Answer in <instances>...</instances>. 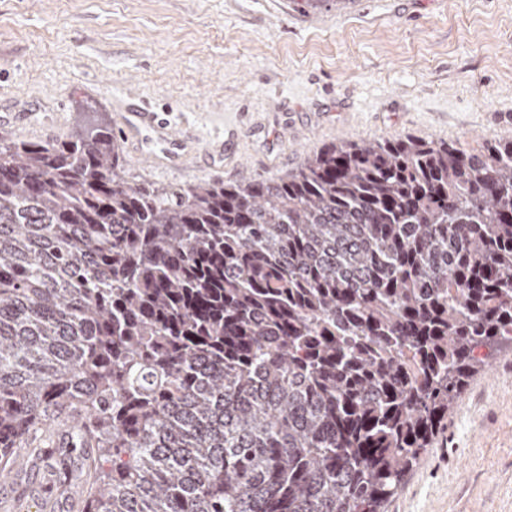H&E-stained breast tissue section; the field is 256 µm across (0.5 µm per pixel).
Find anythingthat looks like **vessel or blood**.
<instances>
[{"instance_id":"1","label":"vessel or blood","mask_w":512,"mask_h":512,"mask_svg":"<svg viewBox=\"0 0 512 512\" xmlns=\"http://www.w3.org/2000/svg\"><path fill=\"white\" fill-rule=\"evenodd\" d=\"M117 124L134 154H148L159 166L179 167L196 152L195 142L185 132L173 130L151 106L142 100L128 98L118 105ZM153 134L159 150L145 152L146 134Z\"/></svg>"}]
</instances>
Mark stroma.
<instances>
[{
    "instance_id": "1",
    "label": "stroma",
    "mask_w": 512,
    "mask_h": 512,
    "mask_svg": "<svg viewBox=\"0 0 512 512\" xmlns=\"http://www.w3.org/2000/svg\"><path fill=\"white\" fill-rule=\"evenodd\" d=\"M126 96L224 149L178 168L123 151L132 185L277 177L341 140L477 151L512 138V0H0L14 139H70ZM14 458L0 512H86L88 451L67 419ZM385 512H512V347L469 378Z\"/></svg>"
}]
</instances>
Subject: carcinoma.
<instances>
[{"instance_id":"carcinoma-1","label":"carcinoma","mask_w":512,"mask_h":512,"mask_svg":"<svg viewBox=\"0 0 512 512\" xmlns=\"http://www.w3.org/2000/svg\"><path fill=\"white\" fill-rule=\"evenodd\" d=\"M502 344L511 139L159 189L0 132V460L71 419L87 512H382Z\"/></svg>"}]
</instances>
